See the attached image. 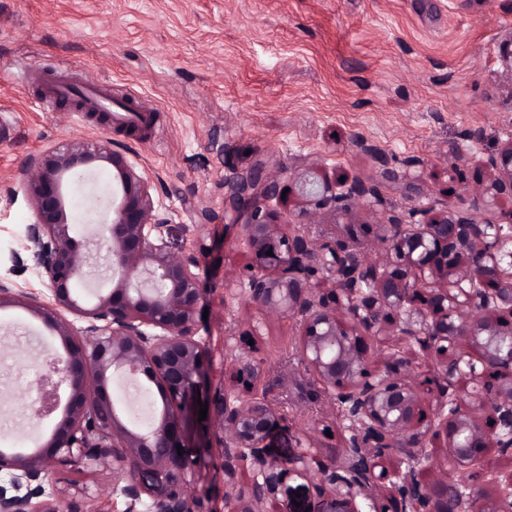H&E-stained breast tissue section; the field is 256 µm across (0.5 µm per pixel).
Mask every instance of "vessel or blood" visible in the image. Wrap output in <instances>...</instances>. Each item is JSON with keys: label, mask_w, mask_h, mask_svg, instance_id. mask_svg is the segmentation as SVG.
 I'll return each mask as SVG.
<instances>
[{"label": "vessel or blood", "mask_w": 512, "mask_h": 512, "mask_svg": "<svg viewBox=\"0 0 512 512\" xmlns=\"http://www.w3.org/2000/svg\"><path fill=\"white\" fill-rule=\"evenodd\" d=\"M24 80L41 86L45 98L51 101L64 100L72 92H79L87 108L107 113L109 122L119 127L146 132L157 121V114L149 105L137 98L116 101L111 86L97 80L39 66L26 70Z\"/></svg>", "instance_id": "obj_1"}]
</instances>
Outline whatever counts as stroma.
I'll use <instances>...</instances> for the list:
<instances>
[{
	"label": "stroma",
	"mask_w": 512,
	"mask_h": 512,
	"mask_svg": "<svg viewBox=\"0 0 512 512\" xmlns=\"http://www.w3.org/2000/svg\"><path fill=\"white\" fill-rule=\"evenodd\" d=\"M511 42L512 0H0V115L9 117L0 128V279L45 289L34 263L14 272L3 259L23 250L33 220L26 162L71 141L111 142L154 181L172 251L199 259L208 318L198 334L214 372L232 353L260 361L282 415L271 455L311 448L334 458L347 423L330 400L311 402L296 322L249 302L250 252L240 225L224 221V198L258 163L287 189L272 204L282 225L301 223V174L380 191L302 224L319 243L382 212L413 224L459 205L512 137V68L502 57ZM37 63L138 92L160 114L153 138L108 133L67 102L41 104L39 89L18 80ZM62 350L26 309L0 310V437L26 448L50 439L55 420L21 407L46 355ZM202 425L211 446L191 494L200 512H224L220 431ZM54 480L125 512L111 472L61 466Z\"/></svg>",
	"instance_id": "1"
}]
</instances>
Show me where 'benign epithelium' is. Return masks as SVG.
<instances>
[{"label": "benign epithelium", "mask_w": 512, "mask_h": 512, "mask_svg": "<svg viewBox=\"0 0 512 512\" xmlns=\"http://www.w3.org/2000/svg\"><path fill=\"white\" fill-rule=\"evenodd\" d=\"M97 161L111 165L117 179L115 194L100 200L105 215L94 240L106 249L112 289L85 305L77 286L90 271L71 214L82 176ZM487 166L492 178L461 196L462 207L417 224H387L376 262L343 241L318 244L297 225L278 232L270 201L280 182L264 164L237 179L229 207L258 269L248 277L249 302L300 322L299 360L350 435L331 460L310 448L286 461L271 457L265 441L279 413L259 391L260 362L232 357L230 377L240 392L221 387L202 398L223 431L227 512H277L280 489L293 476L314 482L322 512H512V469L470 481L483 471L488 449L512 460V225L480 217L498 199H512L511 139ZM23 173L34 216L27 250L49 300L0 279V310L23 306L60 337L63 352L48 358L23 409L62 417L36 451L0 448V473L8 477L0 512H100L88 497L47 491L55 466L67 463L112 471L126 512L141 505L197 512L190 490L200 455L189 448L194 440L206 447L193 425L209 373L196 331V255L171 251L153 182L106 141L68 143ZM300 191L314 218L338 200L377 193L362 183L338 193L325 177L303 179ZM320 270L333 277L322 293L311 288ZM396 335L416 359L436 360L433 375L414 377L413 359L368 343ZM463 374L474 386L460 394ZM119 377L147 383L149 397L156 387L161 405L147 424L124 418L120 395L109 391ZM440 438L445 453L435 463L426 449Z\"/></svg>", "instance_id": "1"}]
</instances>
